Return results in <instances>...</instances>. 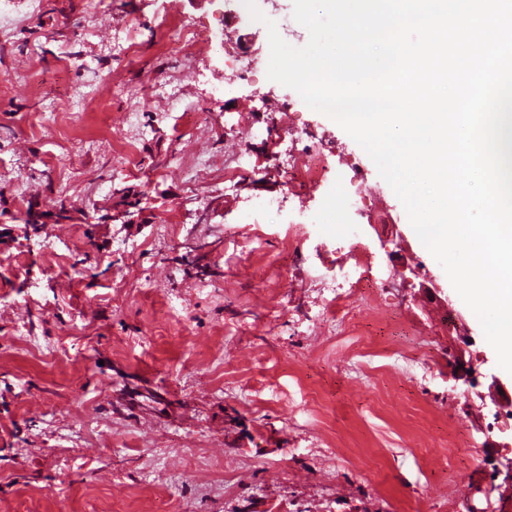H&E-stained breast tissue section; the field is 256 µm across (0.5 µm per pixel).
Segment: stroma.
I'll return each mask as SVG.
<instances>
[{"label":"stroma","instance_id":"obj_1","mask_svg":"<svg viewBox=\"0 0 512 512\" xmlns=\"http://www.w3.org/2000/svg\"><path fill=\"white\" fill-rule=\"evenodd\" d=\"M39 2L0 0V512H502L512 427L488 393L512 374L364 149L266 72L228 93L223 55L167 51L157 0ZM256 4L306 45L293 0ZM181 9L269 49L224 0ZM258 97L374 199L357 232L393 280L342 324L318 274L351 258L331 224L285 249L270 210L322 199L265 178L295 143L249 138ZM245 141L253 177L225 190ZM121 186L138 223L105 219ZM59 202L68 220H20Z\"/></svg>","mask_w":512,"mask_h":512}]
</instances>
